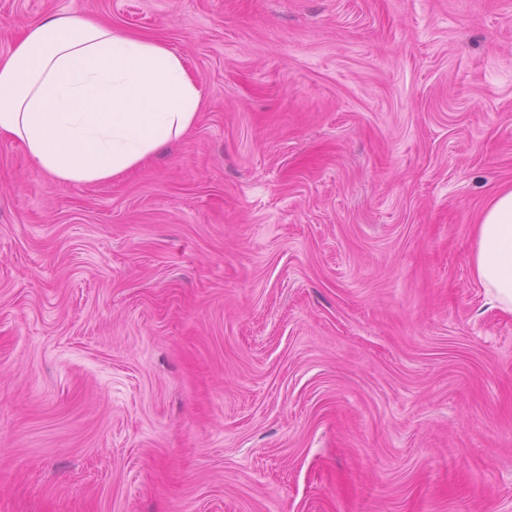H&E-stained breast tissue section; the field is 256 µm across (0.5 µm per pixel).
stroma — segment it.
<instances>
[{
  "instance_id": "stroma-1",
  "label": "stroma",
  "mask_w": 512,
  "mask_h": 512,
  "mask_svg": "<svg viewBox=\"0 0 512 512\" xmlns=\"http://www.w3.org/2000/svg\"><path fill=\"white\" fill-rule=\"evenodd\" d=\"M158 40L195 126L64 184L0 139V512H512V0H0ZM473 274L497 306L512 312V187L496 192L475 224Z\"/></svg>"
}]
</instances>
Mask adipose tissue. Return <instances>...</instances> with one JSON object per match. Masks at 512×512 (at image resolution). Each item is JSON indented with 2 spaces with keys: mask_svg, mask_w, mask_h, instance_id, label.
<instances>
[{
  "mask_svg": "<svg viewBox=\"0 0 512 512\" xmlns=\"http://www.w3.org/2000/svg\"><path fill=\"white\" fill-rule=\"evenodd\" d=\"M204 96L163 43L92 19L31 23L0 54V138L20 144L67 184L121 176L180 140ZM473 274L512 312V187L486 203L474 230Z\"/></svg>",
  "mask_w": 512,
  "mask_h": 512,
  "instance_id": "obj_1",
  "label": "adipose tissue"
}]
</instances>
